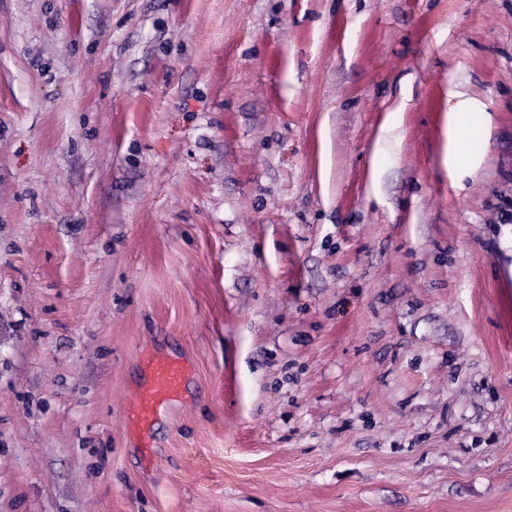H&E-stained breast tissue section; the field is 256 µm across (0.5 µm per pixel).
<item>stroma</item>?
Masks as SVG:
<instances>
[{
	"mask_svg": "<svg viewBox=\"0 0 512 512\" xmlns=\"http://www.w3.org/2000/svg\"><path fill=\"white\" fill-rule=\"evenodd\" d=\"M0 512H512V0H0ZM469 112H451L446 121L448 122V144L449 152L450 147L454 146L458 141L474 138L476 135H485L486 127L483 124L475 121L467 120L462 114ZM448 158H456L457 153L455 148L449 153ZM147 368V382L132 409L142 430H150L158 417L181 398L189 364L183 358L156 355L147 360Z\"/></svg>",
	"mask_w": 512,
	"mask_h": 512,
	"instance_id": "35a3bbf8",
	"label": "stroma"
}]
</instances>
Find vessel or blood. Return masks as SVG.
<instances>
[{"mask_svg":"<svg viewBox=\"0 0 512 512\" xmlns=\"http://www.w3.org/2000/svg\"><path fill=\"white\" fill-rule=\"evenodd\" d=\"M147 368V382L132 409L134 420L142 430L151 429L158 417L181 398L189 364L181 358L156 355L148 359Z\"/></svg>","mask_w":512,"mask_h":512,"instance_id":"obj_1","label":"vessel or blood"}]
</instances>
